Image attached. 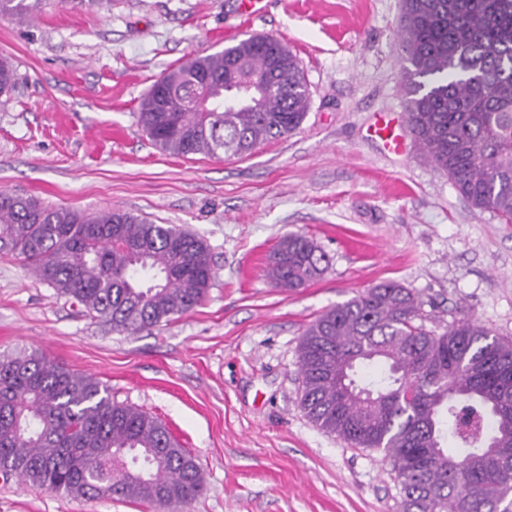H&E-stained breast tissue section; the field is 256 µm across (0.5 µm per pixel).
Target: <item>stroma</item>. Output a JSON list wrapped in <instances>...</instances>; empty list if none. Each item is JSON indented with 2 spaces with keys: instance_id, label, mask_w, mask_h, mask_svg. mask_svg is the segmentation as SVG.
<instances>
[{
  "instance_id": "35a3bbf8",
  "label": "stroma",
  "mask_w": 512,
  "mask_h": 512,
  "mask_svg": "<svg viewBox=\"0 0 512 512\" xmlns=\"http://www.w3.org/2000/svg\"><path fill=\"white\" fill-rule=\"evenodd\" d=\"M43 0L34 21L0 19V56L17 74L0 97V187L82 212L121 209L195 232L215 278L187 314L113 333L0 256V357L37 352L109 385L114 400L166 424L206 487L183 512H399L384 452L356 448L299 406L297 348L323 312L395 281L424 302L427 329L470 316L512 337V224L472 207L425 160L371 139L375 113L406 115L398 35L403 0ZM250 35L296 53L310 104L300 127L252 153H162L139 105L192 54ZM328 267L301 288L263 273L288 234ZM0 512H160L119 499L0 479Z\"/></svg>"
}]
</instances>
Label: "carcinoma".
I'll use <instances>...</instances> for the list:
<instances>
[{
	"label": "carcinoma",
	"mask_w": 512,
	"mask_h": 512,
	"mask_svg": "<svg viewBox=\"0 0 512 512\" xmlns=\"http://www.w3.org/2000/svg\"><path fill=\"white\" fill-rule=\"evenodd\" d=\"M42 0H0L29 21ZM402 80L423 157L473 207L512 224V0H404ZM280 78L258 106L224 92ZM16 84L0 57V96ZM309 90L297 56L255 35L191 55L140 103L163 152L235 157L298 129ZM0 255L119 334L188 313L213 279L197 234L121 210L84 214L0 189ZM326 254L301 234L281 239L266 275L295 289ZM423 301L383 282L324 312L298 347L300 400L320 429L390 457L400 512H512V338L471 318L426 329ZM378 363L365 383L357 367ZM0 475L76 497L108 496L176 512L205 489L202 470L157 417L112 400L100 380L41 354L0 358Z\"/></svg>",
	"instance_id": "cac0c4a2"
}]
</instances>
